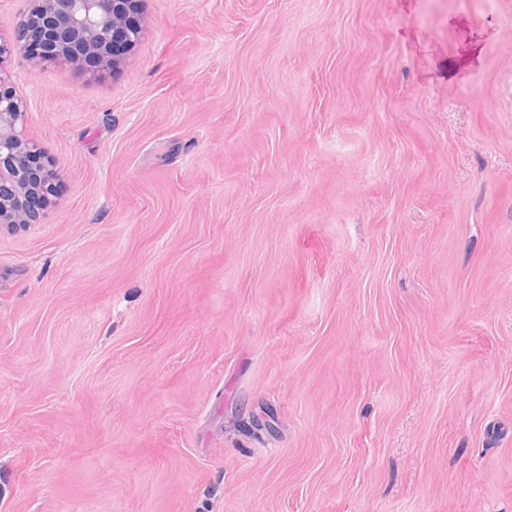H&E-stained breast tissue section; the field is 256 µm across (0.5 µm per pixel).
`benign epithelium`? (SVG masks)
I'll return each mask as SVG.
<instances>
[{
	"label": "benign epithelium",
	"instance_id": "7a95c632",
	"mask_svg": "<svg viewBox=\"0 0 512 512\" xmlns=\"http://www.w3.org/2000/svg\"><path fill=\"white\" fill-rule=\"evenodd\" d=\"M141 0H30L11 47L0 43V63L12 52L24 57L32 72L48 62L68 64L95 74L117 66L137 44L142 32ZM29 103L12 77L0 68V224H34L48 203L53 180L33 177L35 161H43L26 135Z\"/></svg>",
	"mask_w": 512,
	"mask_h": 512
}]
</instances>
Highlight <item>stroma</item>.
Masks as SVG:
<instances>
[{"label": "stroma", "instance_id": "35a3bbf8", "mask_svg": "<svg viewBox=\"0 0 512 512\" xmlns=\"http://www.w3.org/2000/svg\"><path fill=\"white\" fill-rule=\"evenodd\" d=\"M141 12L0 62L58 173L0 224V512H512V0ZM452 25L456 26L455 31L461 33L463 38L456 52L453 55L448 52V58L445 60L441 74L448 82L459 79L465 68L477 64L483 49L482 38L471 30L465 20H457Z\"/></svg>", "mask_w": 512, "mask_h": 512}]
</instances>
